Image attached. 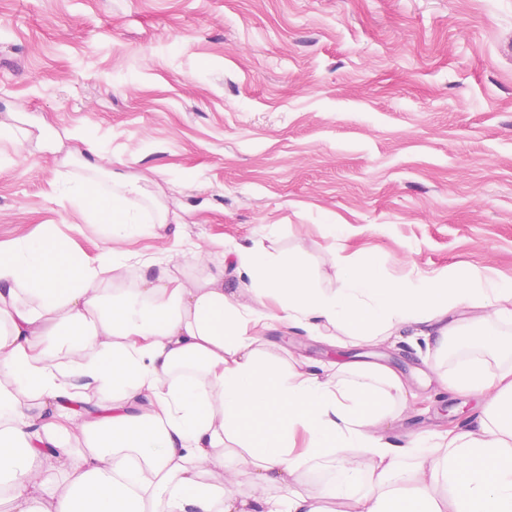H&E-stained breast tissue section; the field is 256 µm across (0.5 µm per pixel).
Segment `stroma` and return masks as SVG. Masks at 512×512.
<instances>
[{"instance_id": "stroma-1", "label": "stroma", "mask_w": 512, "mask_h": 512, "mask_svg": "<svg viewBox=\"0 0 512 512\" xmlns=\"http://www.w3.org/2000/svg\"><path fill=\"white\" fill-rule=\"evenodd\" d=\"M0 245L54 230L95 259L99 223L62 200L85 141L180 224L126 250L331 252L382 274L473 267L512 280V0H0ZM346 224L350 235L337 237ZM273 352L399 373L416 403L383 431L465 430L407 338Z\"/></svg>"}]
</instances>
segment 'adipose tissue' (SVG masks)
I'll return each instance as SVG.
<instances>
[{
  "label": "adipose tissue",
  "mask_w": 512,
  "mask_h": 512,
  "mask_svg": "<svg viewBox=\"0 0 512 512\" xmlns=\"http://www.w3.org/2000/svg\"><path fill=\"white\" fill-rule=\"evenodd\" d=\"M140 187L74 182L106 239L159 236L168 208ZM224 269L112 248L86 260L47 231L0 248V504L7 512H512V363L489 368V323L512 325V282L479 270L381 276L329 254L238 247ZM332 346L406 336L431 366L470 357L448 388L483 408L464 431L395 444L400 375L269 354L271 326Z\"/></svg>",
  "instance_id": "obj_1"
}]
</instances>
